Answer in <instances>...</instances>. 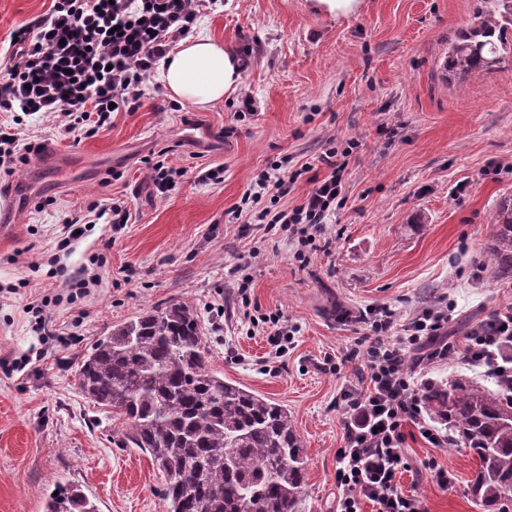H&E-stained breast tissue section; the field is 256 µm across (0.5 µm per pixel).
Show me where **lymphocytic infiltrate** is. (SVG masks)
I'll list each match as a JSON object with an SVG mask.
<instances>
[{
  "instance_id": "lymphocytic-infiltrate-1",
  "label": "lymphocytic infiltrate",
  "mask_w": 512,
  "mask_h": 512,
  "mask_svg": "<svg viewBox=\"0 0 512 512\" xmlns=\"http://www.w3.org/2000/svg\"><path fill=\"white\" fill-rule=\"evenodd\" d=\"M217 0H53L34 25L18 28L5 50L0 77V112L53 117L65 132L81 123L99 130L113 112L131 111L147 78L178 41L187 37L203 7ZM352 147H330L317 163L288 172L271 163L248 191L245 216L265 232L284 233L288 243L320 249L326 226L346 201L344 176ZM324 174H316V166ZM311 185L293 209H278L300 176ZM451 318L443 303L415 309L393 335L391 312H381L365 337L364 349L349 353L360 363L358 387L336 397L344 413V444L336 451V512H423L421 499L402 489L398 476L408 467L403 448L409 429L435 448L448 443L425 417L422 393L427 380L415 376L408 351L432 362H456L485 369L512 382V308L472 328L463 340L446 336Z\"/></svg>"
}]
</instances>
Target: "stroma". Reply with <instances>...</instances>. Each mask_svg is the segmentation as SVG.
I'll use <instances>...</instances> for the list:
<instances>
[{
  "instance_id": "stroma-1",
  "label": "stroma",
  "mask_w": 512,
  "mask_h": 512,
  "mask_svg": "<svg viewBox=\"0 0 512 512\" xmlns=\"http://www.w3.org/2000/svg\"><path fill=\"white\" fill-rule=\"evenodd\" d=\"M478 0H362L351 16L310 13L306 0H223L203 10L195 35L235 46L247 65L238 89L207 110L175 107L150 77L140 107L110 127L65 134L52 118L21 116L24 141L65 158L37 156L0 172L14 232L0 236V512H44L57 486L74 484L99 512H166L165 480L150 455L122 445V417L78 388V364L112 325L172 302L192 303L210 367L288 407L308 457L302 512H336V450L343 387L357 385L340 358L371 333L373 310L403 324L446 299L449 335L465 336L512 306V283L488 281L478 262L487 224L512 195V59L463 80L440 64ZM52 0H0V46L43 16ZM219 139L199 140L210 131ZM359 146L345 176L347 201L324 250L300 260L229 212L270 162L299 166L328 144ZM165 153L183 172L157 194L147 159ZM220 166L221 182L201 171ZM124 200L121 233L96 224L62 250L63 220L90 203ZM251 256L246 294L230 268ZM97 279L81 296L65 280ZM46 298L50 336L30 329L25 306ZM281 313L298 331L274 357L244 315ZM42 347L44 359L17 370ZM401 486L426 512H486L471 493L478 462L462 443L434 448L408 437ZM453 477L439 487L424 465Z\"/></svg>"
}]
</instances>
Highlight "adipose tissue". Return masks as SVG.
Instances as JSON below:
<instances>
[{
    "label": "adipose tissue",
    "mask_w": 512,
    "mask_h": 512,
    "mask_svg": "<svg viewBox=\"0 0 512 512\" xmlns=\"http://www.w3.org/2000/svg\"><path fill=\"white\" fill-rule=\"evenodd\" d=\"M242 59L235 47L208 36L186 38L161 65L168 95L193 108L222 101L242 80Z\"/></svg>",
    "instance_id": "obj_1"
}]
</instances>
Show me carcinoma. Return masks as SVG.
I'll use <instances>...</instances> for the list:
<instances>
[{
    "label": "carcinoma",
    "instance_id": "cac0c4a2",
    "mask_svg": "<svg viewBox=\"0 0 512 512\" xmlns=\"http://www.w3.org/2000/svg\"><path fill=\"white\" fill-rule=\"evenodd\" d=\"M475 21L448 43L454 78L494 70L512 57V0H481ZM482 269L512 281V198L493 211ZM193 306L141 313L100 337L78 365L81 392L124 418V442L149 452L164 473L166 512H300L304 445L288 408L213 372ZM508 385L480 391L437 384L427 413L451 424L478 460L471 494L482 506L512 499V400ZM45 512H97L79 488L61 487Z\"/></svg>",
    "mask_w": 512,
    "mask_h": 512
}]
</instances>
